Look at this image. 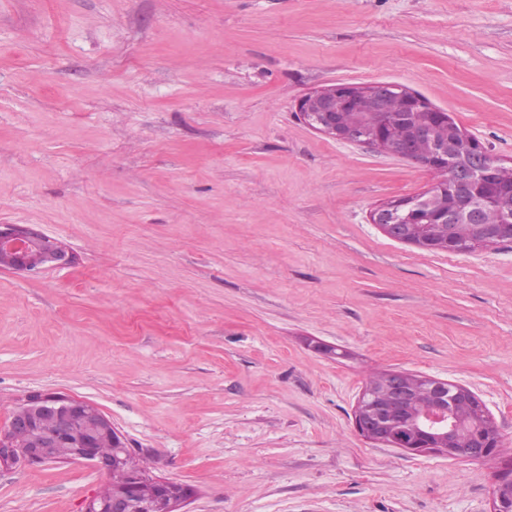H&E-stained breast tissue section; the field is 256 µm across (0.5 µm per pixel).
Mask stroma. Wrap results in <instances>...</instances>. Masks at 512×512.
<instances>
[{"instance_id":"1","label":"stroma","mask_w":512,"mask_h":512,"mask_svg":"<svg viewBox=\"0 0 512 512\" xmlns=\"http://www.w3.org/2000/svg\"><path fill=\"white\" fill-rule=\"evenodd\" d=\"M393 82L512 166V0H0V224L73 265L0 271V427L89 401L186 512H491L512 458V242L432 251L370 222L437 182L297 102ZM470 388L482 460L355 428L370 376ZM88 465L0 472V512H82Z\"/></svg>"}]
</instances>
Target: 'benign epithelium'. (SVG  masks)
I'll return each instance as SVG.
<instances>
[{
  "label": "benign epithelium",
  "instance_id": "obj_1",
  "mask_svg": "<svg viewBox=\"0 0 512 512\" xmlns=\"http://www.w3.org/2000/svg\"><path fill=\"white\" fill-rule=\"evenodd\" d=\"M395 94L424 105V111L430 113L433 120L448 124V140L437 145L432 160L420 159L408 142L394 146L378 133L356 132L338 117V113L353 108L362 96L371 100L372 111L385 112L387 99ZM297 112L312 129L333 139L365 145L423 164L434 171L448 167V181H438L417 196L385 202L371 212V223L396 241L411 242L403 221L405 215L417 212L444 225L441 229L442 250L450 251V225L460 218L479 224L483 210L497 203V197L486 194L483 188L494 184L501 164L489 156L474 137L456 128L446 111L405 88L389 82L333 84L301 97ZM511 237L512 221L508 219L488 228L481 236V244L492 245ZM43 238V234L26 224H1L0 270L31 274L48 267L75 263V255L65 244L57 241L52 249L46 250L42 246ZM419 381L430 385V401L411 413V438L398 449L409 455L431 453L453 459L492 456L499 432L490 421L486 433L472 437L467 447H457L455 404L474 405L479 414L488 417L485 405L475 393L448 380L416 377L402 371L389 372L376 392L363 390L355 407L357 431L372 442L387 443L390 413L397 408L409 409L413 386ZM101 434L112 436L113 453L105 455L95 447ZM127 452L129 448L122 435L96 406L66 395H31L14 411L8 425L0 428V471L81 462L110 476L113 467L126 457ZM136 487L137 482L133 481L124 491L108 499L95 495L86 501L82 512H180L179 506L193 495L187 485L159 479L155 497L141 501L137 499ZM492 512H512V464L509 462L499 470Z\"/></svg>",
  "mask_w": 512,
  "mask_h": 512
}]
</instances>
